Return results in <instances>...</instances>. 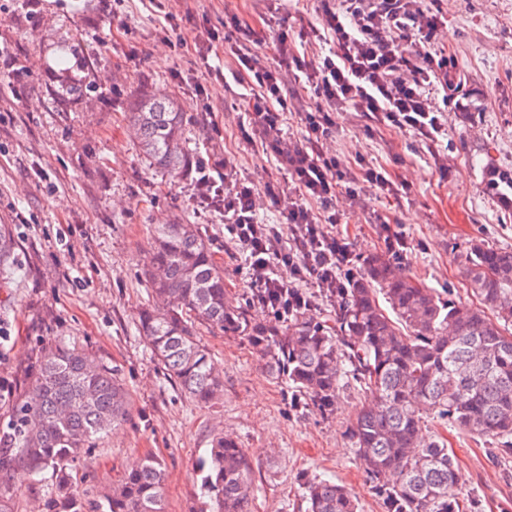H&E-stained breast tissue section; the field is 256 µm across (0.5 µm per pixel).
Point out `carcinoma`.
<instances>
[{
	"label": "carcinoma",
	"mask_w": 512,
	"mask_h": 512,
	"mask_svg": "<svg viewBox=\"0 0 512 512\" xmlns=\"http://www.w3.org/2000/svg\"><path fill=\"white\" fill-rule=\"evenodd\" d=\"M139 149L152 169L170 176L195 164L177 100L143 94L130 112ZM13 239L0 224V275L13 268ZM461 280L478 301L430 288L399 260L374 253L336 295V324L299 311L281 325L251 324L246 308L226 302L224 268L198 225L155 229L143 277L148 299L139 332L164 374L193 401L224 390L202 326L245 336L266 369L288 380L295 397L322 414L336 411L349 381L370 394L349 435L383 512H478L456 496L459 468L444 440L424 434L436 417L489 439L512 457V249L474 240L462 256ZM389 309H384L380 300ZM131 396L115 369L65 340L41 350L12 427L0 448V512H14L12 482L52 469L59 512H167L163 463L148 457L94 498L67 470L90 443L124 422ZM209 512H252L245 449L222 432L203 463ZM308 512H357L345 489L317 476L304 481Z\"/></svg>",
	"instance_id": "carcinoma-1"
}]
</instances>
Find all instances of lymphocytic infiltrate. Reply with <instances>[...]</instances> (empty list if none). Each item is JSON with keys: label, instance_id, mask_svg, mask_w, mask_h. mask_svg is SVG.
Instances as JSON below:
<instances>
[{"label": "lymphocytic infiltrate", "instance_id": "1", "mask_svg": "<svg viewBox=\"0 0 512 512\" xmlns=\"http://www.w3.org/2000/svg\"><path fill=\"white\" fill-rule=\"evenodd\" d=\"M321 27L332 41L327 53L305 59L296 42L281 34L273 67L258 65L247 44L253 32L242 28L241 40L231 45L234 69L209 71L214 79L248 85L253 119L272 133L263 151L292 182L277 224L260 219L257 189L229 176L205 174L196 183L200 204L224 219L250 295L281 320L291 310L310 308L317 293H335L354 274L348 245L336 230L338 195L399 191L386 169L364 163L354 173L325 150L336 132V111L351 108L375 124L412 131L432 150L443 123L430 92L460 77L441 43L445 18L428 0H336L323 7ZM305 96L317 101L302 116L306 143L284 147L276 135L281 116L289 101ZM308 282L313 291L305 290Z\"/></svg>", "mask_w": 512, "mask_h": 512}]
</instances>
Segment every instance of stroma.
<instances>
[{
	"mask_svg": "<svg viewBox=\"0 0 512 512\" xmlns=\"http://www.w3.org/2000/svg\"><path fill=\"white\" fill-rule=\"evenodd\" d=\"M318 0H130L115 23L101 0H0V48L15 60L16 94H0V224L9 225L15 268L0 277V387L20 398L29 365L64 338L117 369L133 399L127 422L97 440L70 471L79 488L102 493L145 457L165 467L168 512H197L203 499L200 460L214 431L237 438L253 471L252 512H307L302 480L330 479L356 499L360 512H382L347 428L366 396L341 397L325 416L294 405L287 382L273 379L246 337L205 327L224 392L201 405L186 398L151 359L137 331L147 301L140 268L155 225L182 217L197 224L224 268L227 300L244 303L246 273L220 217L200 207L193 179L148 167L129 128L141 93L177 97L187 136L211 173L232 164L242 181L287 190L288 173L260 143H248V99L236 84L206 74L230 55L201 59V23L223 30L230 16L259 41L257 61L275 65L279 33L305 37L316 55ZM443 43L462 81L444 105L440 153L420 150L411 132L383 126L366 134V118L337 113L328 150L356 167L387 169L408 192L339 196L340 226L361 264L384 251L377 216L407 241L400 262L429 287L454 285L469 301L458 267L471 240L512 248V193L487 189L492 169L512 167V0H442ZM193 72L197 86L178 84ZM462 476V499L483 512H512V461L493 458L488 440L436 422Z\"/></svg>",
	"mask_w": 512,
	"mask_h": 512,
	"instance_id": "1",
	"label": "stroma"
}]
</instances>
